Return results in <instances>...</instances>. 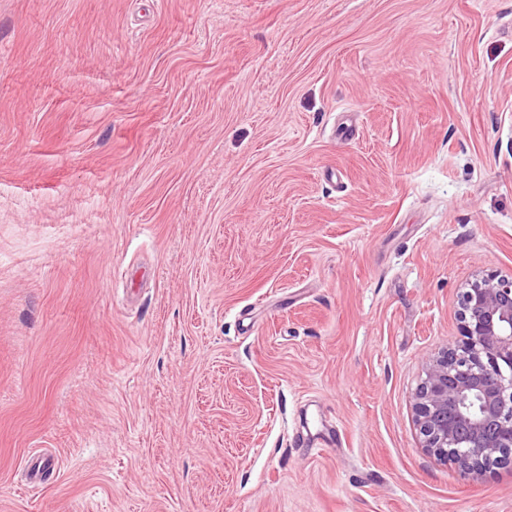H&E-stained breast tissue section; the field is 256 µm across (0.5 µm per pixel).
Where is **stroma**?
Segmentation results:
<instances>
[{
	"instance_id": "35a3bbf8",
	"label": "stroma",
	"mask_w": 512,
	"mask_h": 512,
	"mask_svg": "<svg viewBox=\"0 0 512 512\" xmlns=\"http://www.w3.org/2000/svg\"><path fill=\"white\" fill-rule=\"evenodd\" d=\"M479 272L512 0H0V512H512L414 423Z\"/></svg>"
}]
</instances>
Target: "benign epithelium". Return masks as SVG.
<instances>
[{
  "instance_id": "obj_1",
  "label": "benign epithelium",
  "mask_w": 512,
  "mask_h": 512,
  "mask_svg": "<svg viewBox=\"0 0 512 512\" xmlns=\"http://www.w3.org/2000/svg\"><path fill=\"white\" fill-rule=\"evenodd\" d=\"M463 339L431 357L416 393L422 448L480 479L512 465V276L458 294Z\"/></svg>"
}]
</instances>
